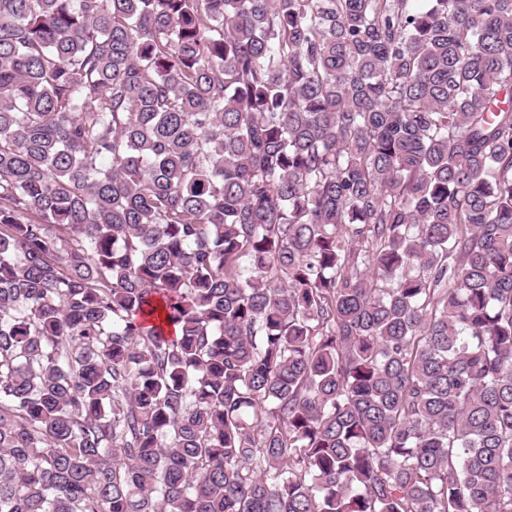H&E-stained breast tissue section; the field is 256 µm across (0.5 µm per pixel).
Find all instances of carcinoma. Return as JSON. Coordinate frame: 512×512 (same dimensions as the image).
Masks as SVG:
<instances>
[{"mask_svg":"<svg viewBox=\"0 0 512 512\" xmlns=\"http://www.w3.org/2000/svg\"><path fill=\"white\" fill-rule=\"evenodd\" d=\"M0 512H512V0H0Z\"/></svg>","mask_w":512,"mask_h":512,"instance_id":"1","label":"carcinoma"}]
</instances>
